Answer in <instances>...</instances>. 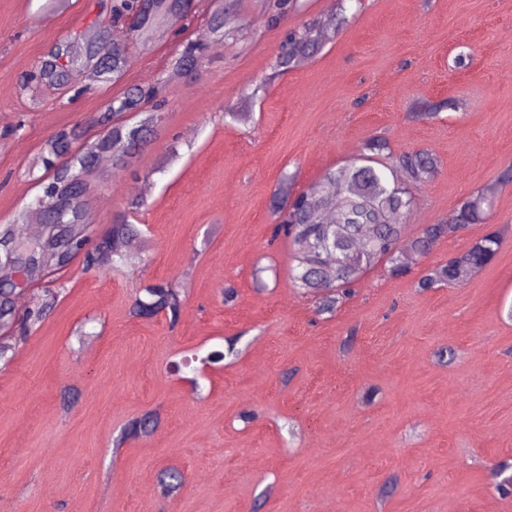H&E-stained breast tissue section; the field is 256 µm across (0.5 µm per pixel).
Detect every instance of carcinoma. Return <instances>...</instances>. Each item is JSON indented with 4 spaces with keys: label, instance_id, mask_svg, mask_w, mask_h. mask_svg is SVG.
Returning a JSON list of instances; mask_svg holds the SVG:
<instances>
[{
    "label": "carcinoma",
    "instance_id": "cac0c4a2",
    "mask_svg": "<svg viewBox=\"0 0 512 512\" xmlns=\"http://www.w3.org/2000/svg\"><path fill=\"white\" fill-rule=\"evenodd\" d=\"M112 19H135L128 29V44H112L96 33H70L40 59L33 79L39 84L58 89L84 75L98 84L120 81L129 63V45L147 47L168 36L166 19L183 14V0H112ZM336 24V14L292 31L281 45L276 67L291 68L299 59L319 48L325 29ZM205 53L199 43L188 42L173 59V69L189 70L197 66ZM154 86H131L116 96L93 119L102 128L90 144H80L77 129H63L42 146L45 176L40 190L17 213L11 224H0V323L12 325L16 317V299L46 278L67 271L80 258L86 268L106 274L121 272L141 262L130 242L140 234L126 214L114 219L110 229L92 234L85 224L87 184L77 187L75 180L94 171L95 154H112V164L129 166L154 131L160 115L146 110L156 96ZM360 165L326 172L320 185L309 192L295 194L288 183H282L272 197L275 217L273 236H285L293 247L296 262L295 287L315 298L317 313L331 314L336 304L355 295V285L373 267L382 264L389 276H403L410 254L423 256L438 239L452 235L472 224H484L490 201L484 194L466 198L438 224L426 225L420 235L405 240L404 215L412 205L410 188L389 181L383 170L385 163L377 156L391 153L387 139L370 140ZM397 166L407 180L417 186L427 182L436 172V160L424 151L406 152L396 157ZM28 218L46 226L41 234L21 240L14 224ZM502 233L490 232L464 253L448 258L418 280L417 288L427 291L439 285L461 286L488 265L497 255ZM64 289H48L44 297L27 310L30 324L39 322L55 306ZM146 298L134 301L130 314L139 318L164 313L170 323L178 320L184 302L175 283L149 285ZM234 347L210 349L198 358L204 367H221ZM160 423L156 411H148L130 420L114 440L119 449L131 438L152 435ZM185 485L184 474L175 467L163 471L159 479L161 494L176 495Z\"/></svg>",
    "mask_w": 512,
    "mask_h": 512
}]
</instances>
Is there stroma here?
Listing matches in <instances>:
<instances>
[{"label":"stroma","instance_id":"stroma-1","mask_svg":"<svg viewBox=\"0 0 512 512\" xmlns=\"http://www.w3.org/2000/svg\"><path fill=\"white\" fill-rule=\"evenodd\" d=\"M45 2L0 0V224L35 193L59 129L94 140L89 120L136 85H157L161 122L131 166L100 162L109 182L86 213L101 232L142 197L143 265L105 275L74 261L0 369V512H512L494 474L512 460V0H238L221 41L208 12L179 18L206 48L195 69L172 75L171 37L131 48L120 82L83 94L23 79L60 37L127 26L111 0ZM339 10L347 22L318 53L276 70L289 31ZM422 102L443 109L415 118ZM375 136L437 161L412 189L407 237L474 193L492 207L405 276L375 267L321 316L291 281L288 239L271 236L270 201L286 180L311 190ZM491 229L501 248L466 285L418 290ZM169 281L186 296L177 323L131 316L144 285ZM228 344L236 355L202 394L173 370ZM153 409L158 429L113 450ZM168 467L185 476L171 498L158 490ZM65 288H57V290L48 289L44 292V297L36 301L27 310V319L30 324L39 322L46 313L55 306L59 301L60 296L63 294Z\"/></svg>","mask_w":512,"mask_h":512}]
</instances>
